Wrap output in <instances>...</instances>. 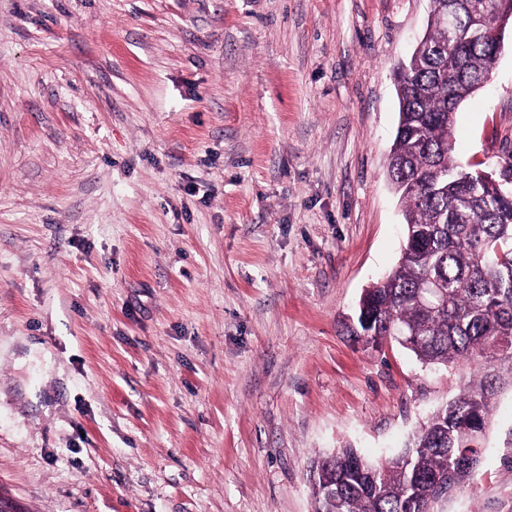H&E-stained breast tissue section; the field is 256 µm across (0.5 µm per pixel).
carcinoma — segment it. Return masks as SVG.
I'll return each mask as SVG.
<instances>
[{"instance_id":"1","label":"carcinoma","mask_w":512,"mask_h":512,"mask_svg":"<svg viewBox=\"0 0 512 512\" xmlns=\"http://www.w3.org/2000/svg\"><path fill=\"white\" fill-rule=\"evenodd\" d=\"M427 34L398 68L399 122L388 177L404 205L406 234L396 267L363 290L344 324L381 349L392 332L424 365L466 364L469 381L412 434L405 450L369 461L341 448L310 467L317 512H434L435 479L454 491L472 480L479 456L469 432L485 434L493 401L512 386V195L479 181L453 159L456 112L491 78L503 42L474 30L482 10L512 22V0H431ZM453 10L456 31L442 17Z\"/></svg>"}]
</instances>
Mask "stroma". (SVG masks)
Segmentation results:
<instances>
[{
    "label": "stroma",
    "instance_id": "35a3bbf8",
    "mask_svg": "<svg viewBox=\"0 0 512 512\" xmlns=\"http://www.w3.org/2000/svg\"><path fill=\"white\" fill-rule=\"evenodd\" d=\"M430 0H0V491L25 512H312L469 376L344 324L389 272L395 73ZM455 157L512 166V25ZM512 512V389L470 488Z\"/></svg>",
    "mask_w": 512,
    "mask_h": 512
}]
</instances>
